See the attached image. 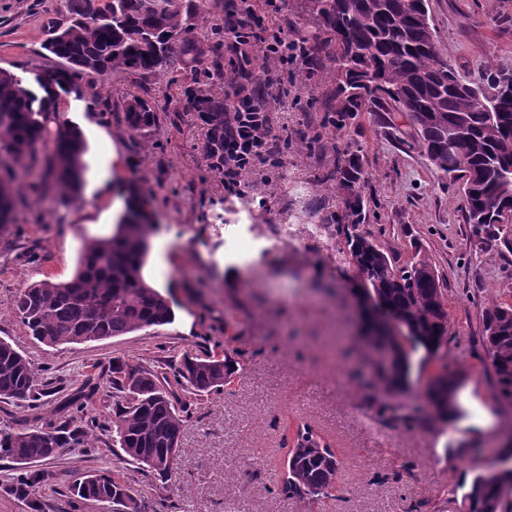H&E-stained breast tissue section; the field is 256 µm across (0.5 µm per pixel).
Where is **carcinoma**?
<instances>
[{
	"label": "carcinoma",
	"instance_id": "obj_1",
	"mask_svg": "<svg viewBox=\"0 0 512 512\" xmlns=\"http://www.w3.org/2000/svg\"><path fill=\"white\" fill-rule=\"evenodd\" d=\"M411 0H307L314 30L304 36L308 62L327 71L335 89L325 103V121L338 131L350 126L358 113L371 110L389 125L392 113L406 112L413 126L426 127L416 139L440 178L461 185L463 220L474 213L489 223L476 232L497 242L494 251L512 253V231L496 224L512 197L501 190L512 177V98L495 95L512 83V71H496L480 82L460 73L440 56L434 32L424 29L410 8ZM71 20L67 37L51 44L49 52L61 60L54 85L34 92L26 82L0 69V234L13 233L17 205L15 184L27 182L40 194L59 192L76 199L82 182V156L87 146L81 131L57 121L59 93L84 95L83 76L115 71L142 74L174 72L175 51L199 63V74L235 82L224 71V57L203 50L193 35L195 21L209 11V0H107L102 8L93 0H67ZM252 6L229 4L219 29L233 30L248 19ZM93 15L94 23L76 25ZM331 47L326 57L320 51ZM184 96L205 135L204 152L213 170L224 172V97L187 87ZM127 128L140 134L154 126L156 115L148 102L134 96L124 103ZM49 147L42 166L39 148ZM324 181L338 180L343 191L363 192L368 173L358 151L344 153L336 171ZM147 197L128 187L126 207L112 236L87 240L73 279L66 283L41 280L24 288L16 313L35 340L47 346L83 343L123 336L172 323L169 300L150 286L143 268L151 249L155 225ZM370 222L367 202L344 204L338 229L356 266L362 292L375 297L403 322L386 336L397 358L391 371H376L375 403L386 423L401 418L398 402L411 386V351L427 358L439 356L448 344L446 289L426 259L401 265L373 236L361 229ZM483 331L497 395L512 402V305L490 303L483 311ZM237 363L222 358L182 353L166 368L130 365L112 360L113 415L104 424L81 420L96 386L82 387L45 420L36 411L53 394L38 382L31 361L11 343L0 340V399L27 403L35 412L17 426L0 428V460L23 466L0 487L5 494L40 512L37 496L52 473L34 464L57 457L65 448L95 447L96 429L109 433L112 445L128 461L161 478L180 465L179 437L189 418L191 402L227 390ZM441 376L429 378L424 396L430 419L451 422L459 405L450 406L444 390L435 388ZM281 447L288 449L282 493L289 498L326 496L334 487L341 461L332 444L304 423L285 428ZM70 506L77 512L87 502L112 505V512H138L130 489L101 471H87L70 488ZM465 512H512V472L496 470L471 478L462 496Z\"/></svg>",
	"mask_w": 512,
	"mask_h": 512
}]
</instances>
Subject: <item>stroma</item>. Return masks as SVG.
I'll return each instance as SVG.
<instances>
[{
    "label": "stroma",
    "mask_w": 512,
    "mask_h": 512,
    "mask_svg": "<svg viewBox=\"0 0 512 512\" xmlns=\"http://www.w3.org/2000/svg\"><path fill=\"white\" fill-rule=\"evenodd\" d=\"M251 3L268 29L298 36L313 23L305 0H287L279 14L264 0ZM428 7L439 52L458 70L474 80L490 67L512 70V0H428ZM68 19L65 0H0V69L29 81L53 72L59 63L44 44L52 25ZM253 57L288 93L265 96L281 162L257 163L239 195L225 194L193 113L173 111L172 97L201 81L189 60L176 62L174 85L163 76L91 73L82 81L85 97L58 99L59 121L79 127L87 144L80 194L63 203L24 192L19 236L0 237V339L52 383L45 412L92 377L98 391L86 415L108 421L116 358L161 366L186 351L224 353L239 370L228 391L193 404L172 477L139 468L109 444L67 448L43 464L53 474L38 493L43 512H73L70 486L96 469L126 483L140 512H464L456 486L486 471L484 449L498 446L512 421V403L495 393L482 321L488 298L512 303V254L479 251L458 189L434 173L405 116L385 129L361 112L336 131L323 124L328 79L309 76L304 64ZM141 93L157 115L143 135L121 117L125 100ZM95 95L110 113L93 106ZM349 149L361 151L370 176L365 197L376 217L368 232L398 262L428 257L447 290L442 361L460 379L463 409L453 422L427 423L422 376L401 398L407 421L377 416L375 375L359 339L358 272L334 221L342 192L323 180ZM131 184L149 195L155 224L144 275L170 299L174 322L53 348L33 340L15 312L20 290L70 280L84 242L111 235ZM240 238L249 250L231 251ZM25 250L35 252L33 262L16 260ZM304 422L330 438L342 461L334 488L318 500L280 491L283 429Z\"/></svg>",
    "instance_id": "1"
}]
</instances>
